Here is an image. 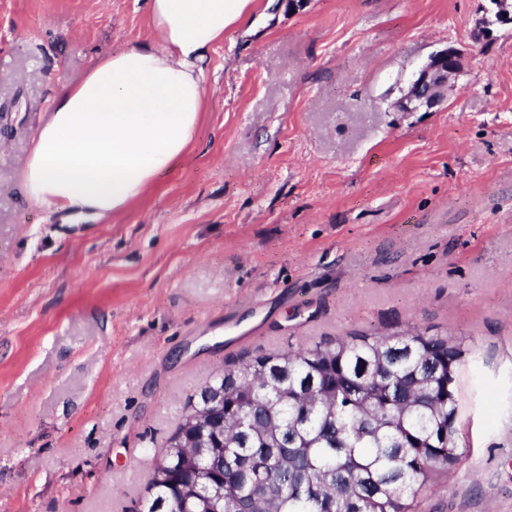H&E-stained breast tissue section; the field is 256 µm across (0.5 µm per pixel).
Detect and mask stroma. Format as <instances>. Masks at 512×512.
<instances>
[{"label": "stroma", "instance_id": "35a3bbf8", "mask_svg": "<svg viewBox=\"0 0 512 512\" xmlns=\"http://www.w3.org/2000/svg\"><path fill=\"white\" fill-rule=\"evenodd\" d=\"M489 0H255L191 142L101 222L20 188L47 106L152 44L148 0H0V512H135L224 366L339 337L462 341L461 459L416 512H512V27ZM460 50L439 106L399 103ZM489 2L491 7L486 10L485 16L480 22L481 31L485 35H490L492 27L495 25H512V6L509 8L507 0H490ZM504 13H507V16H504Z\"/></svg>", "mask_w": 512, "mask_h": 512}]
</instances>
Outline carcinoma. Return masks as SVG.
<instances>
[{"instance_id": "obj_1", "label": "carcinoma", "mask_w": 512, "mask_h": 512, "mask_svg": "<svg viewBox=\"0 0 512 512\" xmlns=\"http://www.w3.org/2000/svg\"><path fill=\"white\" fill-rule=\"evenodd\" d=\"M461 344L338 338L227 366L213 453L167 448L138 512H413L461 458Z\"/></svg>"}]
</instances>
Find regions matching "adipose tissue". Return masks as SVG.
Here are the masks:
<instances>
[{
	"label": "adipose tissue",
	"mask_w": 512,
	"mask_h": 512,
	"mask_svg": "<svg viewBox=\"0 0 512 512\" xmlns=\"http://www.w3.org/2000/svg\"><path fill=\"white\" fill-rule=\"evenodd\" d=\"M253 8L254 0H150L157 44L98 59L52 100L23 170L27 200L101 221L140 197L187 150L208 52Z\"/></svg>",
	"instance_id": "obj_1"
}]
</instances>
